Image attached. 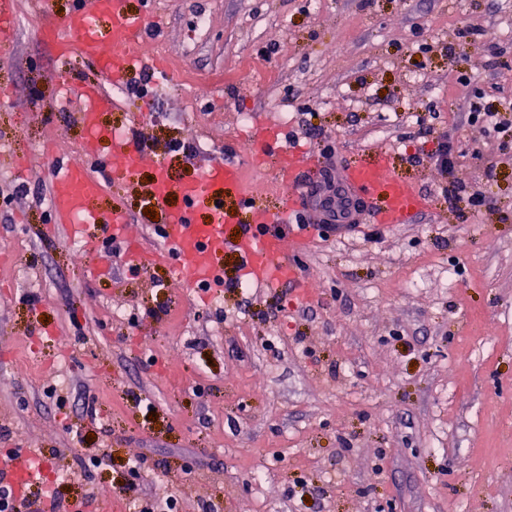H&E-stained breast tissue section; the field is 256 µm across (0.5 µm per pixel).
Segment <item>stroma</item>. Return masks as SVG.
Returning a JSON list of instances; mask_svg holds the SVG:
<instances>
[{
	"label": "stroma",
	"mask_w": 512,
	"mask_h": 512,
	"mask_svg": "<svg viewBox=\"0 0 512 512\" xmlns=\"http://www.w3.org/2000/svg\"><path fill=\"white\" fill-rule=\"evenodd\" d=\"M128 6L179 76L153 77L143 100L112 89L102 124L141 121L149 148L138 187H109L96 207L120 201L146 246L168 221L144 212L155 155L179 182L256 143L266 119L311 152L317 135L333 141L312 180L391 151L431 207L314 233L299 286L192 297L117 244L107 273L85 276L53 227L46 154L81 161L86 132L22 5L0 50V461L46 451L41 488L88 499L86 512H132L117 489L138 459L142 494H180V512H512V152L466 123L476 98L512 103V0ZM467 25L478 33L459 43ZM443 137L490 209L442 195L430 150ZM100 452L91 479L74 475L75 455Z\"/></svg>",
	"instance_id": "1"
}]
</instances>
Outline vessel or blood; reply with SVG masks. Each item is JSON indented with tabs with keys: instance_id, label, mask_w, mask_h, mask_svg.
<instances>
[{
	"instance_id": "vessel-or-blood-1",
	"label": "vessel or blood",
	"mask_w": 512,
	"mask_h": 512,
	"mask_svg": "<svg viewBox=\"0 0 512 512\" xmlns=\"http://www.w3.org/2000/svg\"><path fill=\"white\" fill-rule=\"evenodd\" d=\"M40 18V36L51 41L63 66L57 79L72 88L81 105L75 118L86 130L82 145L85 156L98 157L101 142L112 144L113 165L100 174H93L84 165L62 157H54L56 168L51 188V211L56 223L62 224L71 239L85 245V270L90 275L105 274L99 262L102 238L122 240L128 260L143 268L165 262L172 274L187 290L207 289L221 292L224 286V267L219 259L233 253L241 276L258 288H276L297 284L301 273L293 261L296 253L311 242L309 234L295 229L293 220L301 211L314 208L317 183L307 174L317 160L307 150L292 146L285 127L274 122L262 125V139L248 152L255 164L271 163L277 181L288 191V201L278 213L260 208L256 197L245 194L242 165L228 157L203 167L198 175L176 182L168 174V161L156 157L152 178L146 188L149 203L156 209L169 211L170 218L162 227L164 246L147 249L127 233V214L124 207L113 206L109 213L96 210L93 203L111 184L134 182L144 158L134 140L140 126L132 124L127 132L116 134L100 123L101 113L110 111L112 96L104 83L129 87L130 76L136 70L175 77L167 62L146 55L142 43L149 37L146 21L128 7V0H95V11H87L82 0L65 15H58L54 0H31ZM19 0H0V49L15 41V20ZM106 20L107 31H100L99 20ZM91 59L98 63L103 83H75L69 68L71 60ZM340 194L337 206L357 204L361 216H350V223L363 220L391 227L408 222L428 207L427 198L417 183L396 171L389 153H378L370 163L351 161L336 171ZM179 198V209H171V198ZM251 210L250 223L242 225L236 237L224 232L225 202ZM209 203L207 223L195 220V211Z\"/></svg>"
}]
</instances>
